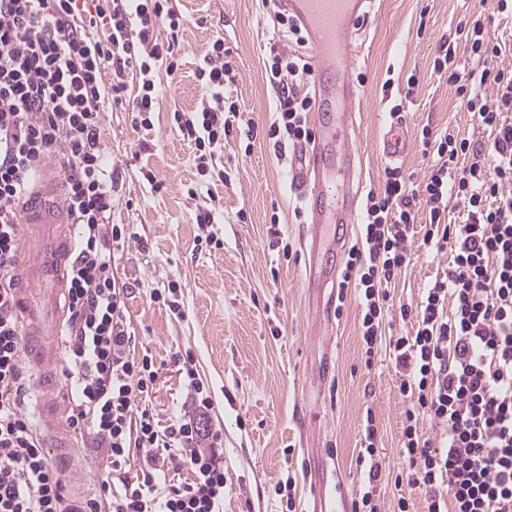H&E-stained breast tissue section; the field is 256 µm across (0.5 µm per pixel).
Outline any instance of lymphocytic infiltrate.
Listing matches in <instances>:
<instances>
[{
  "label": "lymphocytic infiltrate",
  "instance_id": "1",
  "mask_svg": "<svg viewBox=\"0 0 512 512\" xmlns=\"http://www.w3.org/2000/svg\"><path fill=\"white\" fill-rule=\"evenodd\" d=\"M101 15L109 33L96 40L86 28ZM163 24L172 33L166 40L157 34ZM183 26L169 0H90L86 7L80 0H0V512H223L222 438L202 424L211 402L190 358L182 360L189 409L162 432L147 403L158 370L152 357L135 352L112 270L115 250L131 233L111 221L119 175L100 143L103 114L122 103L130 79L139 81L132 125L151 126L154 72H177ZM465 47L479 71H452L450 50L437 66L450 68L457 94L491 130L490 148L423 130L422 146L434 149L436 159L421 191L392 168L382 187L368 192L339 286L354 291L366 364L381 345L392 354L399 393L409 401L402 455L426 512H512V68L499 66L503 48L484 15L469 24ZM231 71L230 52L216 38L197 70L204 90L199 109L173 116L201 169L225 139L254 137V123L238 121L236 102L224 95ZM265 71L278 90L268 139L277 149L310 141L312 100L302 91L311 76L308 57L274 45ZM51 157L64 177L69 221L81 228L63 334L68 421L111 458L89 498L68 494L26 413L31 375L21 361L23 324L14 296L18 206ZM452 197L463 206L464 223L445 221ZM421 210L427 219L420 227ZM416 238L428 250L451 251L452 260L416 310L401 307V316L416 319L414 334L389 340L387 287L409 264ZM426 421L438 428V443L423 437ZM377 435L375 417L367 415L356 458L364 473L363 512H381ZM165 439L177 447L163 455ZM134 454L141 465L132 473L126 466ZM180 470L190 481L171 482L170 472Z\"/></svg>",
  "mask_w": 512,
  "mask_h": 512
}]
</instances>
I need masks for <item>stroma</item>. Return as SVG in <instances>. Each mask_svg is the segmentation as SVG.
<instances>
[{"instance_id":"obj_1","label":"stroma","mask_w":512,"mask_h":512,"mask_svg":"<svg viewBox=\"0 0 512 512\" xmlns=\"http://www.w3.org/2000/svg\"><path fill=\"white\" fill-rule=\"evenodd\" d=\"M185 25L178 34L181 65L175 75L157 70L159 95L152 124L131 125L125 109L104 112L100 142L107 161L121 172L111 221L128 225L135 238L115 252L112 267L124 285V301L137 352H149L158 376L150 395L160 428H167L187 390L177 355L189 352L212 405L205 423L221 431L224 448V512H307L311 487L323 461H334L349 491L361 481L355 459L367 414L378 427L382 512H426L420 490L401 477V427L407 400L397 389L388 357L365 367L358 308L346 301L327 330L315 316L319 299L303 285L305 224L294 212L299 201L288 183L290 149L275 151L265 132L276 117L277 92L265 78L264 61L289 36L262 0H172ZM492 18L490 30L509 49L512 14L494 0H373L350 75L360 81L356 115L362 156V191L378 189L390 166L381 143L400 106L410 148L399 166L414 186L431 170L422 128L450 131L481 144L492 135L459 99L447 71L434 68L445 46L463 43L459 32L476 10ZM233 59L224 94L258 135L251 147L224 142V151L198 174L194 151L173 125L174 111L197 109L202 89L196 71L216 37ZM392 81L391 98L382 86ZM152 171L155 183L143 174ZM229 183H222L221 174ZM217 207L214 224L198 228L199 209ZM279 224H271V215ZM451 256L415 246L411 262L389 290L388 319L396 336L414 333L415 321L401 306L420 302L424 288ZM179 290L180 311L159 295Z\"/></svg>"}]
</instances>
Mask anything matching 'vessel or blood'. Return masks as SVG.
<instances>
[{
  "mask_svg": "<svg viewBox=\"0 0 512 512\" xmlns=\"http://www.w3.org/2000/svg\"><path fill=\"white\" fill-rule=\"evenodd\" d=\"M272 5L274 11L292 15L303 26L311 54L314 136L294 149L289 176L313 226L306 279L309 287L322 288L334 273L320 264L319 256L343 245L342 238L326 237V228L359 221L358 193L353 187L359 148L352 137L358 97L349 71L357 54L356 36L369 17L370 0H272ZM61 183L59 171L42 173L21 208L18 279V303L24 317L22 355L38 376L36 411L57 432L64 428L55 395V367L62 358L51 339L62 327L57 298L65 289L74 248L64 222ZM344 485L338 471L332 484H319L312 512H348Z\"/></svg>",
  "mask_w": 512,
  "mask_h": 512,
  "instance_id": "obj_1",
  "label": "vessel or blood"
}]
</instances>
